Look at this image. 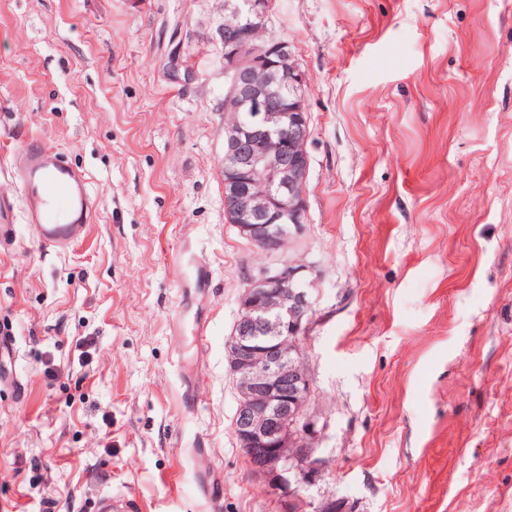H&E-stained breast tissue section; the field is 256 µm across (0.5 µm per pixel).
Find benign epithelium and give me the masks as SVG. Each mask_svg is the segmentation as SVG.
Returning a JSON list of instances; mask_svg holds the SVG:
<instances>
[{"label":"benign epithelium","mask_w":512,"mask_h":512,"mask_svg":"<svg viewBox=\"0 0 512 512\" xmlns=\"http://www.w3.org/2000/svg\"><path fill=\"white\" fill-rule=\"evenodd\" d=\"M224 16V209L270 259L247 278L227 361L239 395L233 433L253 475L281 497L322 476L299 345L312 323V267L286 256L303 232L309 171L307 75L265 27L268 0Z\"/></svg>","instance_id":"1"}]
</instances>
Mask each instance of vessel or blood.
Wrapping results in <instances>:
<instances>
[{
  "mask_svg": "<svg viewBox=\"0 0 512 512\" xmlns=\"http://www.w3.org/2000/svg\"><path fill=\"white\" fill-rule=\"evenodd\" d=\"M7 171L16 183L20 203L0 197V237L9 230L14 209H22L37 238L59 249L83 240L93 222L96 199L82 171L66 163L60 153L32 140L15 151ZM171 261L181 275L187 300L203 298L212 280L210 267L180 248Z\"/></svg>",
  "mask_w": 512,
  "mask_h": 512,
  "instance_id": "obj_1",
  "label": "vessel or blood"
}]
</instances>
